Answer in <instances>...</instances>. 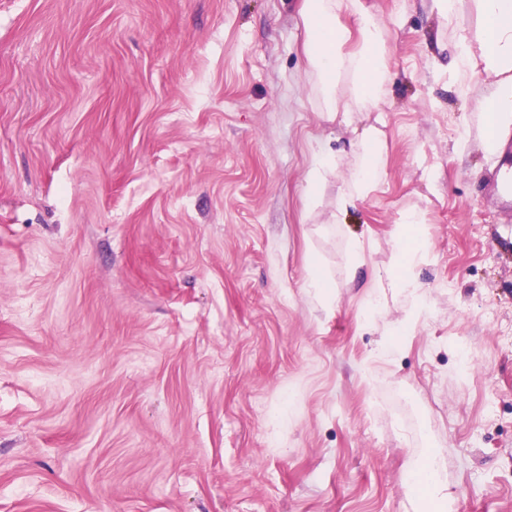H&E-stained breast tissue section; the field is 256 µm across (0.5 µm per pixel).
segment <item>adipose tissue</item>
<instances>
[{
	"label": "adipose tissue",
	"mask_w": 512,
	"mask_h": 512,
	"mask_svg": "<svg viewBox=\"0 0 512 512\" xmlns=\"http://www.w3.org/2000/svg\"><path fill=\"white\" fill-rule=\"evenodd\" d=\"M472 8L476 24L467 28L458 21L457 0H431L432 11L453 34L456 54L452 66L460 81L480 72L494 82L490 94L478 104L484 129L483 149L493 153L499 148L493 131L512 115V0H472ZM344 14L353 17L355 29H348L341 22ZM301 18L308 35L304 52L321 92L334 96L341 75L349 72L357 80L361 102L375 105L385 76L386 34L362 0H303ZM351 40L356 43L352 49L347 46ZM362 141V159L349 174L339 200L344 210L367 197L376 186L374 155L380 143L379 130L365 128ZM420 221L418 212L402 214L393 261L376 275L370 302L371 309L376 310L386 304L388 296L402 294L410 298L405 322L390 331L399 342L411 335L426 306L425 290L413 275V267L425 251L424 240L414 234ZM443 458V453L435 450L426 459L411 458L405 464L408 488L418 489L422 500L431 504L435 512H448L450 508Z\"/></svg>",
	"instance_id": "obj_1"
}]
</instances>
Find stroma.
<instances>
[{
  "instance_id": "1",
  "label": "stroma",
  "mask_w": 512,
  "mask_h": 512,
  "mask_svg": "<svg viewBox=\"0 0 512 512\" xmlns=\"http://www.w3.org/2000/svg\"><path fill=\"white\" fill-rule=\"evenodd\" d=\"M301 3L0 0V512H413L432 448L453 512H512L490 82L457 93L430 0H364L388 79L327 121ZM371 125L376 189L339 209ZM407 210L428 309L384 357L406 306L369 313L368 285ZM336 169V156L324 142L318 144L314 161L307 178L306 195L310 205H314L322 185ZM314 273L310 277V288H316L326 302H330L334 296L336 282L325 272L320 270L317 261L312 260Z\"/></svg>"
}]
</instances>
